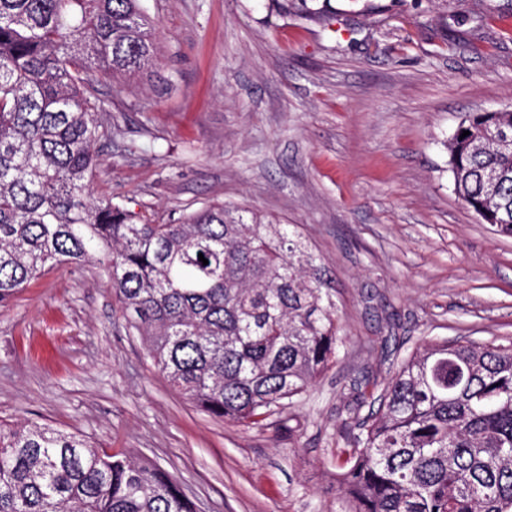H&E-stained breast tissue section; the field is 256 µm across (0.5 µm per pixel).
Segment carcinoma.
<instances>
[{
  "instance_id": "carcinoma-1",
  "label": "carcinoma",
  "mask_w": 512,
  "mask_h": 512,
  "mask_svg": "<svg viewBox=\"0 0 512 512\" xmlns=\"http://www.w3.org/2000/svg\"><path fill=\"white\" fill-rule=\"evenodd\" d=\"M156 50L141 0H0V306L46 268L108 252L128 324L173 386L263 427L336 363L327 281L291 224L221 203L160 224L94 192L92 72H142ZM463 124L447 144L455 190L506 213L495 228L512 237V151L490 138L512 112ZM365 406L338 478L349 512H512V342L426 344L360 390ZM0 512L196 507L160 467L28 421L0 424Z\"/></svg>"
}]
</instances>
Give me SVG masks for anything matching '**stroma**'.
Segmentation results:
<instances>
[{
	"label": "stroma",
	"instance_id": "35a3bbf8",
	"mask_svg": "<svg viewBox=\"0 0 512 512\" xmlns=\"http://www.w3.org/2000/svg\"><path fill=\"white\" fill-rule=\"evenodd\" d=\"M152 84L96 74L95 193L169 223L212 203L298 225L343 344L285 412L236 426L168 382L106 260L0 307V421L160 466L198 512H344L353 399L436 341L512 342V237L458 198L446 145L512 107V0H142Z\"/></svg>",
	"mask_w": 512,
	"mask_h": 512
}]
</instances>
